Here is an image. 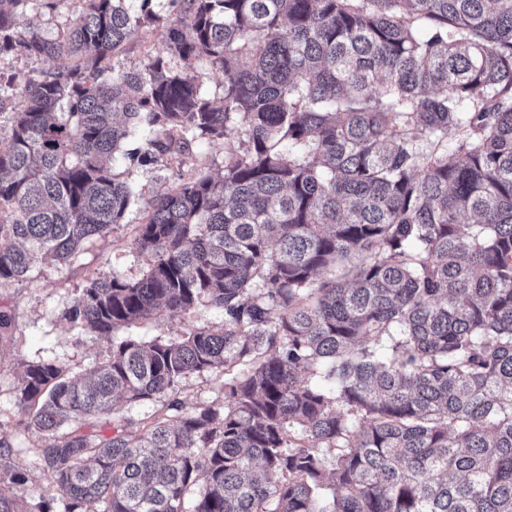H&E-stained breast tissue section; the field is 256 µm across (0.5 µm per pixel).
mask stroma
<instances>
[{"instance_id": "obj_1", "label": "stroma", "mask_w": 512, "mask_h": 512, "mask_svg": "<svg viewBox=\"0 0 512 512\" xmlns=\"http://www.w3.org/2000/svg\"><path fill=\"white\" fill-rule=\"evenodd\" d=\"M84 8L85 0H23L17 19L20 25L34 26L51 38ZM159 47L158 27L140 29L132 35L125 51L115 58V72L140 68L147 55ZM237 148L234 139L202 144L192 161L179 170L158 163L130 173L123 157H116L115 173H128L138 194L122 227L108 238L94 242L73 266L57 268L39 263L32 267L26 280L0 285V313L6 319L5 325L0 326V422L12 430L15 464L26 469L30 486L45 498L55 497L56 488L35 467L33 439L19 425L15 389L24 363L53 358L71 374L80 375L108 358L110 340L78 333L65 319V310L88 278L100 274L139 277L146 260L132 253L131 239L152 199L177 183L217 175L224 166L225 155ZM222 322L221 313L201 307L186 317L165 315L142 321L126 328L125 333L145 342L169 341L200 326L220 329ZM223 382L224 374L219 370L194 374L180 384L175 397L186 411L205 402H219L224 398Z\"/></svg>"}]
</instances>
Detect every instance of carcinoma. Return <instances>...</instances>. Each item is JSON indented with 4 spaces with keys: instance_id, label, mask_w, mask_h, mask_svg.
Here are the masks:
<instances>
[{
    "instance_id": "carcinoma-1",
    "label": "carcinoma",
    "mask_w": 512,
    "mask_h": 512,
    "mask_svg": "<svg viewBox=\"0 0 512 512\" xmlns=\"http://www.w3.org/2000/svg\"><path fill=\"white\" fill-rule=\"evenodd\" d=\"M20 2L0 0V59L69 66L0 70V284L122 226L117 153L180 169L203 140L239 147L149 204L142 275L92 278L65 311L112 338L93 378L24 364L58 497L0 424V512H512V0H85L53 38ZM164 7L182 20L161 48L105 79ZM200 57L219 98L186 72ZM200 306L221 329L116 335ZM219 369L220 404L136 427L117 407ZM67 61H43L29 56L23 48L17 47L0 67L8 70V73H15L20 77L39 79L44 72L64 68Z\"/></svg>"
}]
</instances>
